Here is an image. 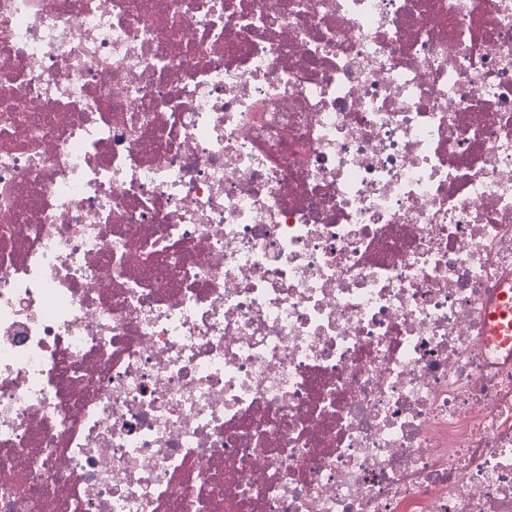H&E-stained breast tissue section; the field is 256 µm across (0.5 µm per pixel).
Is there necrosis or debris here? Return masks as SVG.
Instances as JSON below:
<instances>
[{"mask_svg": "<svg viewBox=\"0 0 512 512\" xmlns=\"http://www.w3.org/2000/svg\"><path fill=\"white\" fill-rule=\"evenodd\" d=\"M512 0H0V512H512Z\"/></svg>", "mask_w": 512, "mask_h": 512, "instance_id": "necrosis-or-debris-1", "label": "necrosis or debris"}]
</instances>
